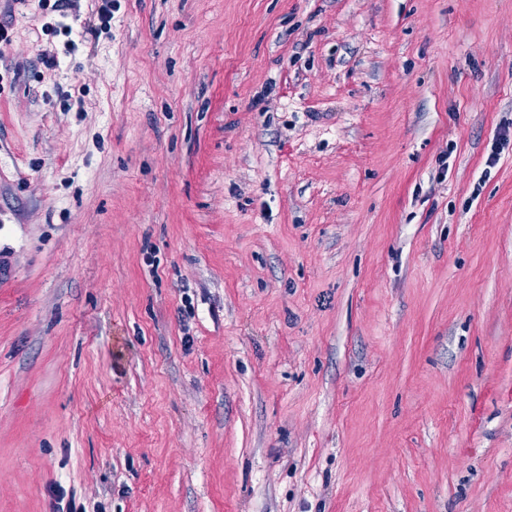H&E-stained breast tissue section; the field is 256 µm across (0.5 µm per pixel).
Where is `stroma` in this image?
<instances>
[{
    "label": "stroma",
    "mask_w": 512,
    "mask_h": 512,
    "mask_svg": "<svg viewBox=\"0 0 512 512\" xmlns=\"http://www.w3.org/2000/svg\"><path fill=\"white\" fill-rule=\"evenodd\" d=\"M53 2L0 0V512H512V0Z\"/></svg>",
    "instance_id": "1"
}]
</instances>
